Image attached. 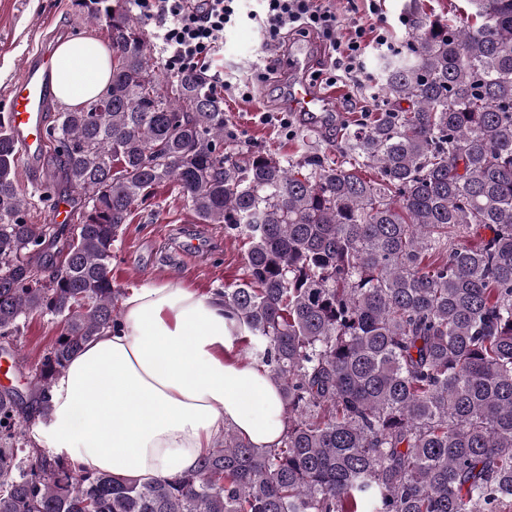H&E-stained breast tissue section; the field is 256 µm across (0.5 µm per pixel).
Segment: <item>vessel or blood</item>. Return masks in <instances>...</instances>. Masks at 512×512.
Here are the masks:
<instances>
[{"label": "vessel or blood", "mask_w": 512, "mask_h": 512, "mask_svg": "<svg viewBox=\"0 0 512 512\" xmlns=\"http://www.w3.org/2000/svg\"><path fill=\"white\" fill-rule=\"evenodd\" d=\"M53 96L52 53L45 50L28 58L9 94V126L29 167H36L46 152L47 107ZM292 111L307 125L321 122L324 98L300 79L288 88Z\"/></svg>", "instance_id": "1"}]
</instances>
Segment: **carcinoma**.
Instances as JSON below:
<instances>
[{"instance_id":"cac0c4a2","label":"carcinoma","mask_w":512,"mask_h":512,"mask_svg":"<svg viewBox=\"0 0 512 512\" xmlns=\"http://www.w3.org/2000/svg\"><path fill=\"white\" fill-rule=\"evenodd\" d=\"M74 2L112 52L106 91L49 131L75 223L28 221L0 126V338L34 314L61 325L29 394L0 389V512H512V0L464 19L410 4L383 108L335 160L236 149L200 77L156 69L129 0ZM167 181L246 240L224 308L280 386L284 435L229 430L170 478L90 472L26 427L119 322L112 244Z\"/></svg>"}]
</instances>
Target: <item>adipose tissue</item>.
I'll use <instances>...</instances> for the list:
<instances>
[{
  "label": "adipose tissue",
  "mask_w": 512,
  "mask_h": 512,
  "mask_svg": "<svg viewBox=\"0 0 512 512\" xmlns=\"http://www.w3.org/2000/svg\"><path fill=\"white\" fill-rule=\"evenodd\" d=\"M111 77L107 47L86 37L58 45L54 91L75 106ZM224 297L168 281L133 289L120 325L103 330L54 384L38 444L81 467L130 478L171 477L234 428L259 448L284 434L280 388L266 367L239 359Z\"/></svg>",
  "instance_id": "obj_1"
}]
</instances>
